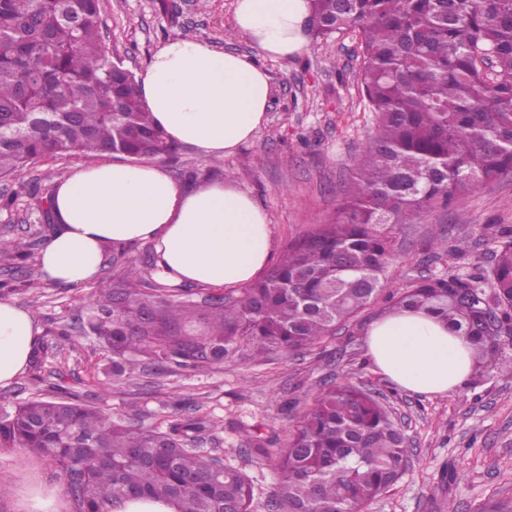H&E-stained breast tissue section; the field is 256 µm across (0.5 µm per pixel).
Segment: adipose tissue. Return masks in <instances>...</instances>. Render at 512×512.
Wrapping results in <instances>:
<instances>
[{"instance_id": "ef3b65f1", "label": "adipose tissue", "mask_w": 512, "mask_h": 512, "mask_svg": "<svg viewBox=\"0 0 512 512\" xmlns=\"http://www.w3.org/2000/svg\"><path fill=\"white\" fill-rule=\"evenodd\" d=\"M310 16V0H235L232 28L259 53L285 62L308 51ZM139 88L167 139L210 161L234 154L254 137L272 93L268 73L251 57L190 36L158 48ZM52 216L39 271L65 287L94 280L110 245L151 242L158 276L207 288L242 287L273 257L265 212L233 181L179 182L157 162L78 164L54 188ZM40 332L29 310L0 300V387L26 372ZM365 345L380 373L420 395L454 393L474 367L466 337L421 312L372 321Z\"/></svg>"}]
</instances>
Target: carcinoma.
<instances>
[{"mask_svg": "<svg viewBox=\"0 0 512 512\" xmlns=\"http://www.w3.org/2000/svg\"><path fill=\"white\" fill-rule=\"evenodd\" d=\"M99 0H0V176L78 152L157 160L176 146L152 122L133 72L112 70ZM316 35L356 33L376 132L330 224L288 243L260 280L209 299L210 331L186 332L192 305L121 288L87 306L85 324L114 360L143 351L188 366L222 362L240 338L259 354L294 353L334 335L387 288L392 230L442 212L512 174V0H312ZM0 255L30 257L0 238ZM390 310L422 311L466 337L475 356L512 373V240L487 274L428 275L390 293ZM493 314L498 328H486ZM0 407V445L45 459L70 512H113L128 499L178 512H251L239 470L188 440L205 422L170 404L165 429H133L63 387ZM406 437L373 393L326 383L276 457L273 512H363L405 472Z\"/></svg>", "mask_w": 512, "mask_h": 512, "instance_id": "carcinoma-1", "label": "carcinoma"}]
</instances>
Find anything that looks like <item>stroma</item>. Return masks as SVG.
I'll return each mask as SVG.
<instances>
[{"mask_svg": "<svg viewBox=\"0 0 512 512\" xmlns=\"http://www.w3.org/2000/svg\"><path fill=\"white\" fill-rule=\"evenodd\" d=\"M233 10L234 0H101V36L113 59L137 73L166 40L180 35L218 50L252 53L246 39L230 32ZM311 46L286 63L258 58L272 83L266 121L223 164L184 146L167 164L179 180L190 172L198 181H234L265 211L279 252L334 219L375 133L360 87L356 36L334 33L312 39ZM83 161L77 153L41 159L21 179L0 178V238L32 244L24 272L0 255V280L16 281L12 301L30 310L41 328L35 368L0 388V398L21 403L52 396L61 385L136 429L165 427L169 402L179 399L185 414L212 424L190 439V447L247 475L254 486L252 512H268L278 481L271 458L284 448L323 382L347 380L383 399L408 440L403 476L364 512H443L450 502L456 512H512V374L482 364L465 387L430 398L397 387L376 371L364 345L369 324L383 314L378 304L338 327L333 338L295 353L260 357L242 340L224 362L183 369L132 351L123 375L106 377L109 363L79 318L91 296L134 278L155 281L153 246L138 242L109 249L100 274L80 287L42 279L38 255L46 236L38 193ZM504 228L512 229V176L464 196L448 212L395 229L394 287L421 274L480 273L492 265ZM437 231L450 249L431 258L427 246ZM461 240L469 245L462 256L452 250ZM63 325L70 326L71 339L58 347L54 333ZM29 479L59 485L48 462L19 448H0V512H20L17 486Z\"/></svg>", "mask_w": 512, "mask_h": 512, "instance_id": "obj_1", "label": "stroma"}]
</instances>
